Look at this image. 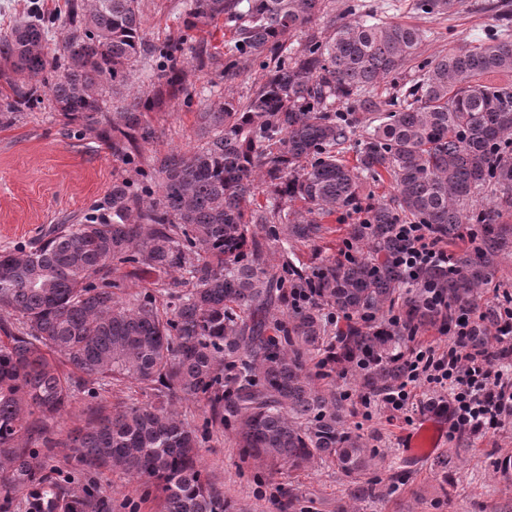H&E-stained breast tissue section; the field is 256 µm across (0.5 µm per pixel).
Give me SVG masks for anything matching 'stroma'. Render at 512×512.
Wrapping results in <instances>:
<instances>
[{
  "instance_id": "1",
  "label": "stroma",
  "mask_w": 512,
  "mask_h": 512,
  "mask_svg": "<svg viewBox=\"0 0 512 512\" xmlns=\"http://www.w3.org/2000/svg\"><path fill=\"white\" fill-rule=\"evenodd\" d=\"M362 2L381 20L424 31L419 60L407 65L404 79L418 78L419 61L461 46L480 47L500 26L487 9L490 0H464L458 13L434 17L417 13L414 0ZM185 9L186 0H142L146 40L159 45L184 35L192 44L204 42L212 49L223 46L229 36L223 23L185 31ZM256 79L252 73L228 87L218 72L198 73L191 103L176 99L150 113L155 137L142 152V169H149L155 155L193 151L199 144L197 112L221 94L247 96ZM126 175L109 144L82 124L51 111L48 99L39 100L12 122L0 124V251L35 244L49 225L69 224L88 213H106L113 182ZM361 218V212L355 210L327 218L323 239L313 245H295L297 258L313 266L338 256L346 248L350 225ZM116 275L123 281L125 297L147 292L159 306L168 304V275H145L128 265L121 266ZM135 397L134 387L127 383H90L78 391L56 430L60 446L46 461L48 480L64 475L79 484L86 482V474L71 462L63 441L74 428L85 424L90 408L123 406ZM347 426L368 440L377 453L370 478L391 486L388 495L361 506L360 512H512V465L507 462L512 456V429L480 439L463 436L444 441L434 457L414 465L407 461L403 448L402 435L411 428L404 419H392L377 410L368 420L353 414ZM443 459L448 462L444 470L438 467ZM201 465L237 512H274V501L289 488L313 500L314 512H336L344 504L350 484L349 477L328 463L304 470L280 464H245L233 439L218 428L209 431ZM108 480L112 486L108 512H158V502L147 494L143 482L118 474L109 475Z\"/></svg>"
}]
</instances>
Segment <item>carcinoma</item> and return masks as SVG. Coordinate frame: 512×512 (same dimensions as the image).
Wrapping results in <instances>:
<instances>
[{
  "mask_svg": "<svg viewBox=\"0 0 512 512\" xmlns=\"http://www.w3.org/2000/svg\"><path fill=\"white\" fill-rule=\"evenodd\" d=\"M460 0H415L442 16ZM327 0H189L183 25L224 19V53L181 41L148 43L141 0H67L61 46L32 17L0 35V123L46 88L54 111L111 143L136 181L112 184L111 214L56 224L38 245L0 252V495L38 492L43 512H100L107 472L160 491L161 512H233L209 481L200 452L209 428L231 430L244 461L303 467L318 460L351 478L347 497L384 495L364 476L375 450L348 431L354 413L332 379L333 365L360 393L380 398L405 377L409 333L437 323L427 300L448 308L479 301L512 255V85L484 82L512 74V27L479 50L459 48L422 65L406 104L391 110L365 96L399 78L418 55L423 31L398 22H351ZM157 66L146 89L119 112L105 94L128 86L134 63ZM261 67L245 99L223 97L196 115L201 144L139 167L155 135L148 113L167 99H190V75L215 68L224 83ZM356 164L343 159L358 128ZM388 178L394 194L364 207L350 235L366 252L303 268L288 257L313 242L322 220L361 208L365 182ZM493 204L470 208L483 191ZM265 196V203L256 196ZM412 218L457 245L454 271L442 265L411 278L392 260L395 225ZM281 269L267 266L269 241ZM178 273L180 292L165 310L147 293L121 300L114 266ZM396 310L399 324L386 321ZM353 318L332 340L327 314ZM496 310L482 315L471 343L491 350ZM275 330L277 335L268 332ZM137 384L146 400L98 409L67 437L70 458L96 479L77 489L41 476L40 449L57 447L55 424L88 381ZM209 407L202 427L176 405ZM302 496L281 494L276 512H303Z\"/></svg>",
  "mask_w": 512,
  "mask_h": 512,
  "instance_id": "cac0c4a2",
  "label": "carcinoma"
}]
</instances>
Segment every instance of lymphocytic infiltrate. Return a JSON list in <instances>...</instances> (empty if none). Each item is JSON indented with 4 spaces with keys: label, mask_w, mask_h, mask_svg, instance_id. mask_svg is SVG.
<instances>
[{
    "label": "lymphocytic infiltrate",
    "mask_w": 512,
    "mask_h": 512,
    "mask_svg": "<svg viewBox=\"0 0 512 512\" xmlns=\"http://www.w3.org/2000/svg\"><path fill=\"white\" fill-rule=\"evenodd\" d=\"M402 243L393 260L409 276L428 267L450 265L447 248L439 245L426 224H400ZM478 327L473 309L443 315L441 332L448 345L419 343L407 347V374L383 399L384 411L397 415L410 409L435 408L448 414V435L480 436L512 425V306L499 309L494 334L496 357L474 350L469 338Z\"/></svg>",
    "instance_id": "lymphocytic-infiltrate-1"
}]
</instances>
